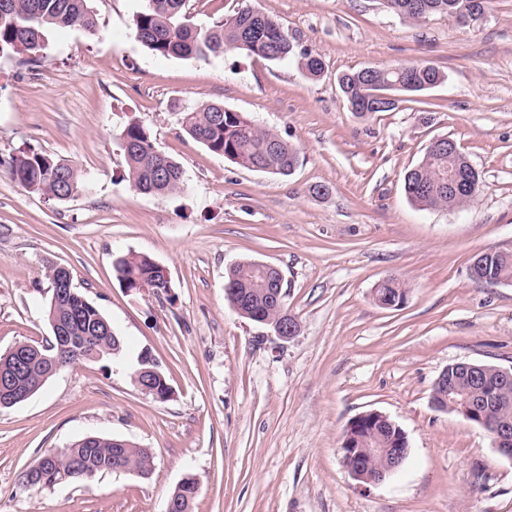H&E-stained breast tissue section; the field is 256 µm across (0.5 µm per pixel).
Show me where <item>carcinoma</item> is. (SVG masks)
I'll list each match as a JSON object with an SVG mask.
<instances>
[{
	"label": "carcinoma",
	"instance_id": "cac0c4a2",
	"mask_svg": "<svg viewBox=\"0 0 512 512\" xmlns=\"http://www.w3.org/2000/svg\"><path fill=\"white\" fill-rule=\"evenodd\" d=\"M471 0H381L388 10L406 22H420L431 15H444L457 24H464ZM187 0H144V6L134 15L133 34L145 48L157 57L207 58L245 52L268 61L296 59L304 74L316 79L324 71L322 58L308 48H298L292 36L276 20L250 7L239 9L231 16L212 19L206 25L192 22L186 10ZM98 25L96 13L89 0H0V57L28 52L36 54L45 49L46 33L52 27L73 28L93 33ZM386 83L399 85L398 91L416 94L435 87L443 75L433 65L401 64L394 67H366L350 71L339 78L340 89L347 104L359 106L358 115L368 112H389V107L373 105L370 76ZM182 127L194 141L211 152L250 169L288 176L298 163V148L275 131L260 126L243 112L222 104H207L183 113ZM120 140L132 187L144 194H172L184 189L180 166L156 149L148 131L138 122L123 129ZM455 159L446 150L427 147L422 161L405 176L407 198L423 209H456L471 202L479 193L481 178L466 164L462 168L465 187L455 192L448 189L445 175ZM11 180L24 188L65 202L90 186L81 181L77 170L51 155L26 151L12 159L7 167ZM120 281L129 288H147L155 294L168 292L169 280L162 277L157 264L147 255L127 253L114 261ZM475 278L489 283L512 285V253L496 254L484 265L472 267ZM50 284L51 300L48 321L64 323L73 336L83 338L82 354L86 359L110 360L122 355L124 340L115 332L111 321L78 288L72 286L64 296L55 294L65 282L73 283L69 270L55 264L44 267ZM277 272L269 271L254 261L233 264L225 275V299L236 313L258 323L276 320L288 313L283 304L268 301L278 288ZM403 282L390 278L377 288V300L384 305L400 307L405 303ZM25 354L26 369L19 377L17 395L35 394L51 378L53 358L67 351L59 350L57 342L37 345L19 342L0 354V378L13 373L14 351ZM148 353L138 358L133 384L144 379L158 391V400L170 396L165 374L138 375V371L153 368ZM485 385L471 383L462 371L448 368V379L456 385L458 396H467L477 404V412L485 430L493 432L502 424L512 426V380L502 383L493 365L482 370ZM361 448H397L409 453L404 431L394 422L384 423L368 416L356 432ZM69 475V480L91 482L98 475L114 471H134L147 476L153 469V457L147 448L126 440L100 434L85 436L61 450L41 455L23 474V484L35 489L51 485L40 476L44 467ZM198 483L192 478L174 489L167 502L173 512H192Z\"/></svg>",
	"mask_w": 512,
	"mask_h": 512
}]
</instances>
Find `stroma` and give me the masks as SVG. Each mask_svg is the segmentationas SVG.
Here are the masks:
<instances>
[{"label":"stroma","mask_w":512,"mask_h":512,"mask_svg":"<svg viewBox=\"0 0 512 512\" xmlns=\"http://www.w3.org/2000/svg\"><path fill=\"white\" fill-rule=\"evenodd\" d=\"M93 6L96 32L50 30L31 66L0 58V354L51 341L54 263L110 318L127 356L66 367L0 409V512H164L187 476L199 486L193 512H512V460L484 428L432 404L448 365L512 371V285L471 273L476 254L512 244V0H490L468 26L409 23L380 0H189L198 24L246 6L273 16L321 56L316 79L292 58L157 57L132 36L142 0ZM402 63L445 80L394 92L388 112L350 111L340 74ZM210 103L295 145L294 173L254 171L190 139L181 112ZM133 121L180 164L183 193L130 187L120 134ZM441 137L482 188L463 208L424 210L404 175ZM30 149L72 164L91 191L60 202L12 181L4 165ZM315 184L329 195L311 196ZM129 251L165 269L168 293L117 278L113 261ZM243 260L281 272L294 339L226 301V271ZM390 277L407 288L396 308L375 296ZM142 352L166 374L169 400L132 384ZM368 411L402 428L409 454L362 489L340 448ZM89 433L150 449L152 473L23 486L40 454Z\"/></svg>","instance_id":"obj_1"}]
</instances>
